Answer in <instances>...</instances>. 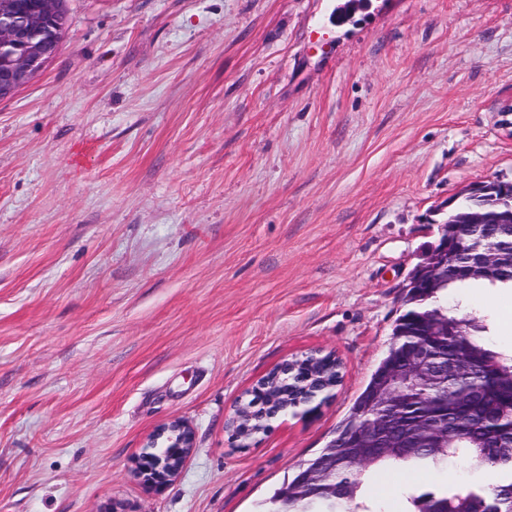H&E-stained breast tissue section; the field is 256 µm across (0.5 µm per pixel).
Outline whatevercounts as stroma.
<instances>
[{
    "label": "stroma",
    "mask_w": 512,
    "mask_h": 512,
    "mask_svg": "<svg viewBox=\"0 0 512 512\" xmlns=\"http://www.w3.org/2000/svg\"><path fill=\"white\" fill-rule=\"evenodd\" d=\"M66 0L0 101V512H258L385 356L448 202L512 181V0ZM463 312L512 349V293ZM334 352L312 416L230 439L237 401ZM195 448L157 490L149 437ZM448 470L370 478L404 492ZM162 437L167 442L168 452L164 456L167 460L163 462L156 452L145 453L136 467L139 476L156 489H163L171 484L195 447L193 429L180 420L161 425L150 438L147 448H156L158 439Z\"/></svg>",
    "instance_id": "35a3bbf8"
}]
</instances>
